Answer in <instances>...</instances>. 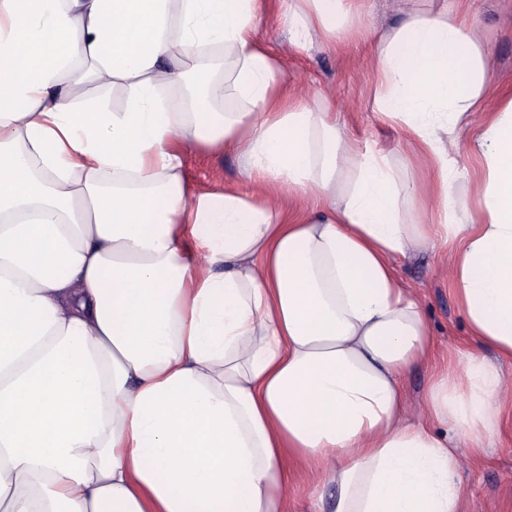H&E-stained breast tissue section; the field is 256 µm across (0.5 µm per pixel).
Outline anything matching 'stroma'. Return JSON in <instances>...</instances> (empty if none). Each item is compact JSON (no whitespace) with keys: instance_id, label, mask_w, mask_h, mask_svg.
<instances>
[{"instance_id":"1","label":"stroma","mask_w":512,"mask_h":512,"mask_svg":"<svg viewBox=\"0 0 512 512\" xmlns=\"http://www.w3.org/2000/svg\"><path fill=\"white\" fill-rule=\"evenodd\" d=\"M467 6L477 15L492 54L496 90L512 94V0H467ZM259 31L279 56L289 89L310 99L327 97L335 103L349 135L360 144L388 151L407 177L419 178V170L409 165L402 128L383 123L374 109L368 43L351 40L332 51L300 56L289 49L277 17L264 19ZM184 168L203 192H220L240 181V163L232 153L214 157L190 147L184 154ZM452 262L451 249L429 247L396 263L400 279L421 300L433 333L436 365L447 361L449 348L469 345L465 318L448 278ZM459 476L468 490L464 512H512V409L504 413L498 436L485 455L476 460L463 455Z\"/></svg>"}]
</instances>
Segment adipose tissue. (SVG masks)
<instances>
[{
    "label": "adipose tissue",
    "mask_w": 512,
    "mask_h": 512,
    "mask_svg": "<svg viewBox=\"0 0 512 512\" xmlns=\"http://www.w3.org/2000/svg\"><path fill=\"white\" fill-rule=\"evenodd\" d=\"M363 2L288 0L291 46L360 34ZM272 5L0 0V512H288L293 465L318 512H462L459 449L512 407L485 357L512 359V96L459 0H403L373 103L415 182L289 91ZM189 145L235 153L252 192L198 191ZM433 240L475 347L416 415L433 340L394 261ZM86 97L97 101L102 106L111 110L119 108L123 105V99L116 88L112 86H99L96 83H91L86 88Z\"/></svg>",
    "instance_id": "1"
}]
</instances>
